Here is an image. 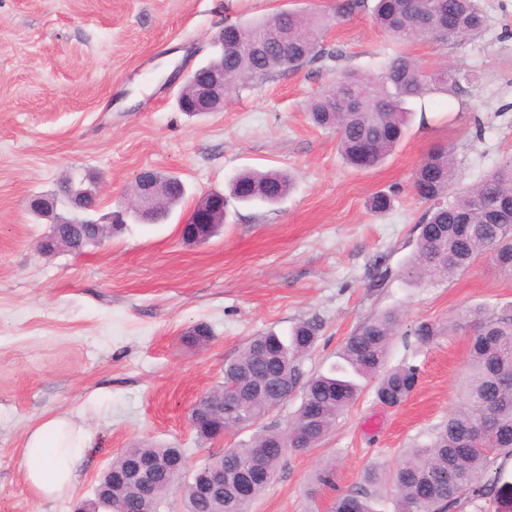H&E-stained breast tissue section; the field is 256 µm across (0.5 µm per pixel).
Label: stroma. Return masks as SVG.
<instances>
[{
	"mask_svg": "<svg viewBox=\"0 0 512 512\" xmlns=\"http://www.w3.org/2000/svg\"><path fill=\"white\" fill-rule=\"evenodd\" d=\"M339 3L0 0V512H75L112 458L142 440L184 449L191 470L249 442L248 429L200 441L188 416L258 333L318 321V345L302 362L309 375L336 363L345 337L379 312L401 310L408 329L512 303V276L488 255L449 280L415 285L405 276L427 208L411 189L420 160L452 145L464 186L512 159V0H481L480 36L408 44L381 32L369 9L343 14ZM292 8L329 16L324 42L341 59L230 92L217 112L178 110L187 75L210 57L225 22ZM399 53L480 79L456 100L432 93L414 102L385 163L351 168L335 133L311 124L310 102L337 72L374 75ZM144 168L187 186L167 222L129 224L79 255L39 251L48 226L29 211L32 196L90 172L103 210H115ZM244 170L285 171L294 185L273 206L230 202L216 236L183 243L199 196L226 191ZM378 191L393 194L382 215L368 207ZM199 324L209 341L187 344ZM470 340L464 328L426 345L395 336L389 365L420 369L408 400L386 407L363 380L318 447L285 453L249 512H330L366 468H394L402 449L425 442L459 404ZM49 412L89 436L73 486L54 500L29 487L20 459L26 432ZM329 460L332 489L316 481Z\"/></svg>",
	"mask_w": 512,
	"mask_h": 512,
	"instance_id": "1",
	"label": "stroma"
}]
</instances>
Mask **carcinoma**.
I'll return each instance as SVG.
<instances>
[{
  "label": "carcinoma",
  "instance_id": "carcinoma-1",
  "mask_svg": "<svg viewBox=\"0 0 512 512\" xmlns=\"http://www.w3.org/2000/svg\"><path fill=\"white\" fill-rule=\"evenodd\" d=\"M372 12L380 29L407 43L476 36L486 22L479 0H374ZM327 27L328 17L316 10H281L259 21L224 24V43L245 45L224 55L229 88L338 58L323 43ZM476 79L470 70L451 67L428 73L413 57L399 54L376 79L351 70L337 74L311 102L310 117L316 126L336 133L338 149L349 166L369 170L383 163L402 140L413 115L411 101L433 91L456 98ZM456 168L453 149L441 144L414 171L413 190L429 207L418 223L416 249L407 265V277L413 282L448 279L485 252L500 272L512 274V160L474 186L452 193ZM155 177L174 186L158 203V210L168 213L185 197V184L171 174L157 172ZM291 185V177L283 172L248 170L231 179L230 194L239 202L274 205ZM75 188L93 192L94 180L89 177L76 184L70 176L57 192L34 198L31 211L56 223L68 250L80 253L95 228L71 224L70 211L58 212L65 207L59 199ZM391 206L392 197L385 192L369 199L370 210L377 214ZM218 232L200 225L182 240L197 244ZM399 326L400 317L393 311L368 318L345 339L340 361L306 380L301 362L317 343L319 323L301 321L287 335L269 330L251 337L224 366V381L196 401L198 416L191 423L202 441L219 439L221 426L226 431L258 428L248 444L222 451L224 493L202 494L210 464L198 467L187 479L182 474V449L135 444L112 459V512H160L174 492L180 494L185 512H246V505L270 484L286 452L279 431L260 425V420L293 392L301 390V404L290 425L298 436V452L321 442L343 411L357 401L362 378H377L375 395L384 404L399 407L408 399L419 378L418 367L388 366ZM463 327L475 335L462 401L431 430L428 441L410 449L393 470L369 469L358 487L336 495L331 512H375L372 498L377 486L389 487L394 512H456L463 498L477 512H485L482 502L497 487L496 478L487 473L500 455L512 456V386L503 383L512 373V306L493 314L471 307L448 327L420 321L411 333L417 342L427 344ZM148 459L160 460L165 467L155 472L151 491L143 496L136 491L130 471Z\"/></svg>",
  "mask_w": 512,
  "mask_h": 512
}]
</instances>
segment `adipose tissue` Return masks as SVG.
<instances>
[{
  "instance_id": "ef3b65f1",
  "label": "adipose tissue",
  "mask_w": 512,
  "mask_h": 512,
  "mask_svg": "<svg viewBox=\"0 0 512 512\" xmlns=\"http://www.w3.org/2000/svg\"><path fill=\"white\" fill-rule=\"evenodd\" d=\"M86 432L69 417L50 414L30 429L20 450L26 482L46 498L71 488L85 450Z\"/></svg>"
}]
</instances>
